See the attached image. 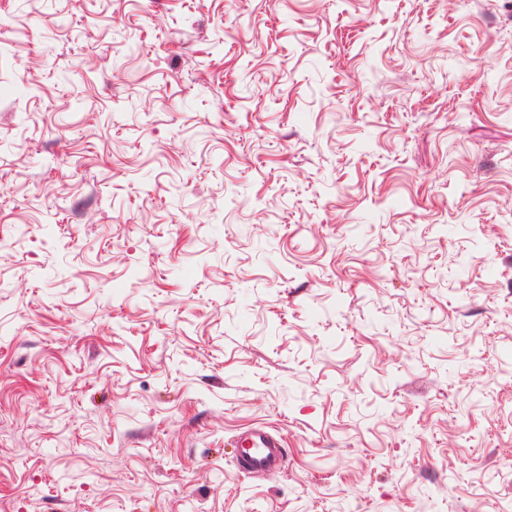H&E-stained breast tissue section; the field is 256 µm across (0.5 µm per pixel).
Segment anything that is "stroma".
<instances>
[{
    "label": "stroma",
    "mask_w": 512,
    "mask_h": 512,
    "mask_svg": "<svg viewBox=\"0 0 512 512\" xmlns=\"http://www.w3.org/2000/svg\"><path fill=\"white\" fill-rule=\"evenodd\" d=\"M509 203L512 0H0V504L512 512ZM235 448L237 470L248 478H261L284 470L288 453L283 436L257 425L230 440Z\"/></svg>",
    "instance_id": "obj_1"
}]
</instances>
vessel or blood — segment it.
I'll return each instance as SVG.
<instances>
[{
    "label": "vessel or blood",
    "instance_id": "obj_1",
    "mask_svg": "<svg viewBox=\"0 0 512 512\" xmlns=\"http://www.w3.org/2000/svg\"><path fill=\"white\" fill-rule=\"evenodd\" d=\"M230 444L235 450L238 471L248 478H261L284 470L288 464L285 440L268 427L257 425L235 435Z\"/></svg>",
    "mask_w": 512,
    "mask_h": 512
}]
</instances>
